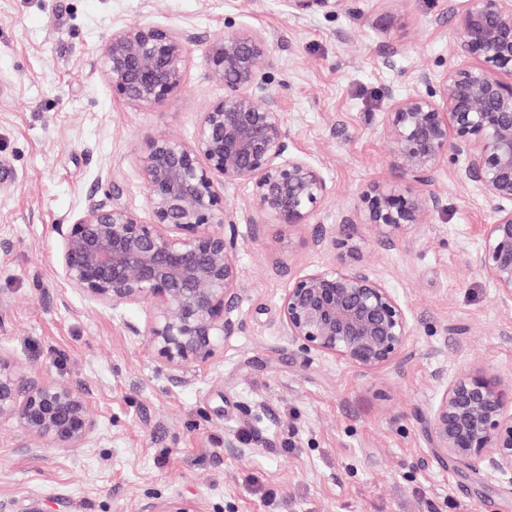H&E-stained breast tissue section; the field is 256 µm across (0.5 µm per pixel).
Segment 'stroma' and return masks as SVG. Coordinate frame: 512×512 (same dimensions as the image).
<instances>
[{
	"label": "stroma",
	"mask_w": 512,
	"mask_h": 512,
	"mask_svg": "<svg viewBox=\"0 0 512 512\" xmlns=\"http://www.w3.org/2000/svg\"><path fill=\"white\" fill-rule=\"evenodd\" d=\"M463 0H345L295 16L286 0H0V355L25 375L74 377L96 427L74 449H27L0 422V500L13 512H140L189 502L199 512H512V483L437 459L422 420L467 369L512 379V307L465 257L491 207L441 173L444 204L415 236L381 244L360 226L361 261L406 304L415 332L399 363L365 374L303 354L280 332L297 273L329 261L320 231H342L362 186L393 182L380 122L389 92L460 64ZM154 24L195 33L186 86L141 107L113 97L98 58L112 31ZM251 28L287 81L290 149L332 188L319 223L256 224L247 186H229L243 246L244 329L172 382L128 323L142 308L94 304L63 279L55 225L120 197L147 215L137 153L159 133L188 141L224 95L205 65L211 39ZM120 194H113V187Z\"/></svg>",
	"instance_id": "35a3bbf8"
}]
</instances>
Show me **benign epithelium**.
Here are the masks:
<instances>
[{
	"label": "benign epithelium",
	"instance_id": "benign-epithelium-1",
	"mask_svg": "<svg viewBox=\"0 0 512 512\" xmlns=\"http://www.w3.org/2000/svg\"><path fill=\"white\" fill-rule=\"evenodd\" d=\"M344 0H288L304 15L338 11ZM196 36L152 24L112 31L99 55L112 93L140 106L168 100L185 86L189 46ZM454 52L464 63L426 90L389 94L380 132L387 139L395 181L369 180L345 223L372 226L394 244L418 233L443 207L430 190L454 165L453 177L472 184L493 206L469 263L512 305V0H464ZM205 63L224 85L190 141L166 134L137 154L150 221L119 203L95 202L70 224H58L66 283L112 309L139 306L149 349L174 382L204 363L243 329L233 315L242 291L241 241L224 188H250V209L264 224L294 228L320 223L331 193L322 171L291 152L282 93L270 86L274 68L265 36L250 28L211 40ZM350 235H322L332 260L288 283L280 303L282 335L303 353H318L362 373L399 361L414 326L394 289L357 258ZM15 421L28 448H80L95 421L89 390L79 379L27 377L0 355V420ZM428 447L490 481L512 479V381L476 368L444 386L424 421Z\"/></svg>",
	"mask_w": 512,
	"mask_h": 512
}]
</instances>
